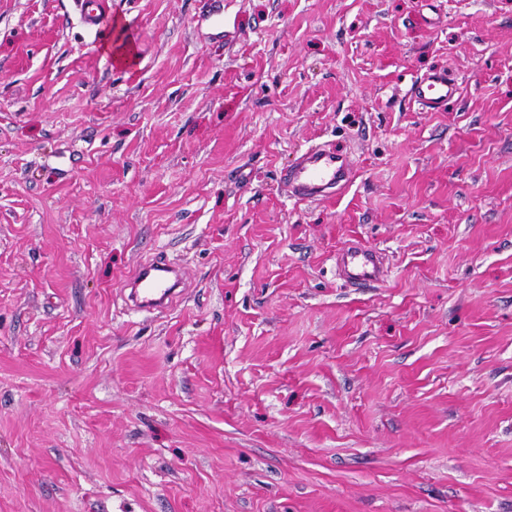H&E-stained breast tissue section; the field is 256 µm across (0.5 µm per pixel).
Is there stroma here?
<instances>
[{"instance_id": "35a3bbf8", "label": "stroma", "mask_w": 512, "mask_h": 512, "mask_svg": "<svg viewBox=\"0 0 512 512\" xmlns=\"http://www.w3.org/2000/svg\"><path fill=\"white\" fill-rule=\"evenodd\" d=\"M82 2L0 0V512H512V0ZM458 92V83L441 70H431L409 87L410 98L427 112H438ZM353 169L346 154L334 146L314 147L283 170L280 179L292 196L316 201L335 195L351 180ZM337 266L343 278L352 285L370 287L381 279L382 257L376 250L352 245L339 254ZM181 282V274L166 257L157 255L134 270L126 287L137 307L161 312L175 298Z\"/></svg>"}]
</instances>
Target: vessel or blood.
Instances as JSON below:
<instances>
[{
  "label": "vessel or blood",
  "mask_w": 512,
  "mask_h": 512,
  "mask_svg": "<svg viewBox=\"0 0 512 512\" xmlns=\"http://www.w3.org/2000/svg\"><path fill=\"white\" fill-rule=\"evenodd\" d=\"M457 92V81L441 70L421 75L408 90L410 98L428 112L441 111ZM352 173L346 154L333 146H319L304 152L290 168L281 172L280 178L292 196L316 201L345 187ZM337 266L352 285L370 287L381 279L382 257L376 250L352 245L339 254ZM181 282L180 273L166 257L158 255L139 265L127 286L129 297L137 307L161 311L175 298Z\"/></svg>",
  "instance_id": "1"
}]
</instances>
